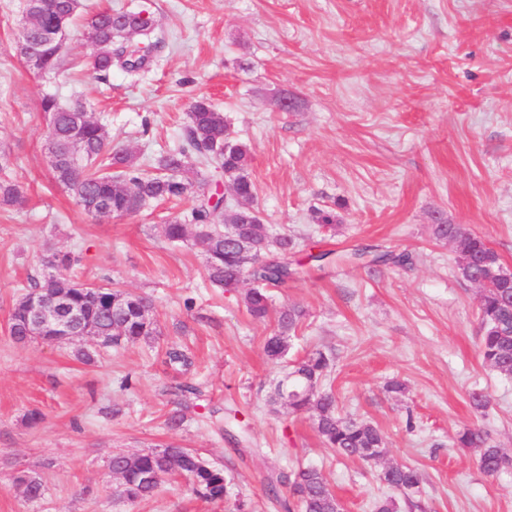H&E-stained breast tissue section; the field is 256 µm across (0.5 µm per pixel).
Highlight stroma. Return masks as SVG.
<instances>
[{
	"instance_id": "1",
	"label": "stroma",
	"mask_w": 512,
	"mask_h": 512,
	"mask_svg": "<svg viewBox=\"0 0 512 512\" xmlns=\"http://www.w3.org/2000/svg\"><path fill=\"white\" fill-rule=\"evenodd\" d=\"M24 5L0 0V147L28 188L22 204L0 206V512H227L180 476L143 501L118 496L113 454L170 443L223 469L253 512H283L267 479L289 498L299 462L322 471L343 512H372L389 465L421 472L420 512H512V468L486 476L475 452L456 445L477 426L512 455V376L482 364L481 290L460 277L455 245L430 233L443 214L512 270V0H81L86 13H148L162 42L137 78L116 70L104 81L89 68L95 46L79 25L73 52L35 79L15 51ZM46 94L81 103L144 169L181 145L191 102L223 112L232 138L252 149L254 207L294 239L291 259L305 264L273 289L271 315L248 313L251 281L209 283L201 244L162 235L180 206L108 221L84 213L52 179ZM284 95L293 110H280ZM315 207L338 212L335 229L312 221ZM365 247L410 260L341 261ZM52 251L80 256L74 280L147 296L156 336L88 363L76 355L92 349L86 338L15 341L13 305ZM319 251L336 261H311ZM291 304L305 311L291 357L332 354L325 385L342 417L382 431L378 462L324 447L313 410L269 405L283 369L263 346ZM172 344L193 355L184 379L199 395H174ZM392 379L403 393L385 392ZM475 390L489 394L486 409L471 404ZM176 413L183 424L169 428ZM23 472L42 481L41 500L16 485Z\"/></svg>"
}]
</instances>
